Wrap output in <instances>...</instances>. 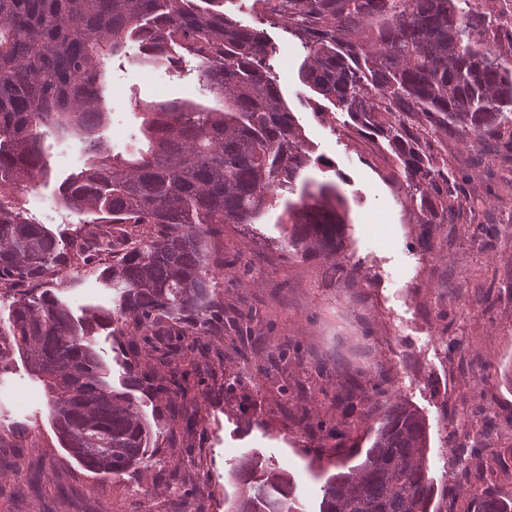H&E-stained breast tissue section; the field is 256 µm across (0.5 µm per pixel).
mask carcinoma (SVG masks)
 <instances>
[{"mask_svg": "<svg viewBox=\"0 0 512 512\" xmlns=\"http://www.w3.org/2000/svg\"><path fill=\"white\" fill-rule=\"evenodd\" d=\"M226 0H0V288H21L0 321V360L19 354L48 394L63 448L85 469L117 478L151 467L160 417L143 415L129 389L161 391L153 361L174 364L183 340L210 335L224 305L210 238L261 224L276 201L277 249L336 255L345 223L336 187L307 177L316 163L266 61L263 33L224 12ZM461 0H253L300 40L299 79L348 114L389 154L427 224L460 212L462 183L448 170L450 129L512 151V32ZM507 45H502V41ZM177 76L196 62L203 96L221 104L140 105L137 144L113 153L102 131L108 62L127 56ZM80 143L82 163L57 205L79 216L61 240L28 217L8 190L50 176L47 143ZM298 195V201L290 199ZM474 233L499 236L509 224ZM99 273L114 308L73 317L45 286L62 273ZM123 338V389L93 336ZM368 448L320 487L319 512H441L448 486L429 475V427L404 401L384 402ZM454 494L492 470L473 449L452 459ZM227 512H296L286 469L246 452L229 471ZM471 512H512V493L486 489Z\"/></svg>", "mask_w": 512, "mask_h": 512, "instance_id": "1", "label": "carcinoma"}]
</instances>
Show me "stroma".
I'll return each mask as SVG.
<instances>
[{"instance_id":"35a3bbf8","label":"stroma","mask_w":512,"mask_h":512,"mask_svg":"<svg viewBox=\"0 0 512 512\" xmlns=\"http://www.w3.org/2000/svg\"><path fill=\"white\" fill-rule=\"evenodd\" d=\"M239 24L264 32L275 47L271 75L294 112L319 163L308 175L335 185L345 213L337 262L357 265L358 277L331 278L321 257L293 258L272 244L277 211L255 238L234 225L211 239L224 262V313L248 317V334L218 327L213 363L243 370L244 388L228 394L222 374H201L199 356L184 350L186 375L169 399L139 395L145 415L163 414L156 464L115 479L80 466L61 447L42 383L19 356L0 364V512H186L183 492H203L202 512H226L224 488L233 459L255 451L291 474L304 512H318L320 488L345 448L366 446L380 410L372 387L384 380L389 397L414 405L429 424V468L442 478L459 447L481 429L480 407L491 410L487 459L512 465V385L501 373L512 365V233L473 237L468 218L480 205L486 224L512 225V163L491 142L448 137V166L465 176L459 216L432 227L430 250L420 246L423 217L389 153L359 134L347 113L319 111L318 97L298 79L305 56L299 40L275 16L226 0ZM195 77L170 78L164 69L111 60L104 99L114 117L103 131L111 150L133 145L139 106L199 100ZM80 164L79 147L54 148L49 178L15 189L28 216L68 238L78 218L56 202V190ZM50 290L74 316L112 309V291L95 275L63 278ZM296 359L281 362L279 349ZM336 428L325 437L323 462L308 455L306 417ZM181 462L172 472L168 462Z\"/></svg>"}]
</instances>
